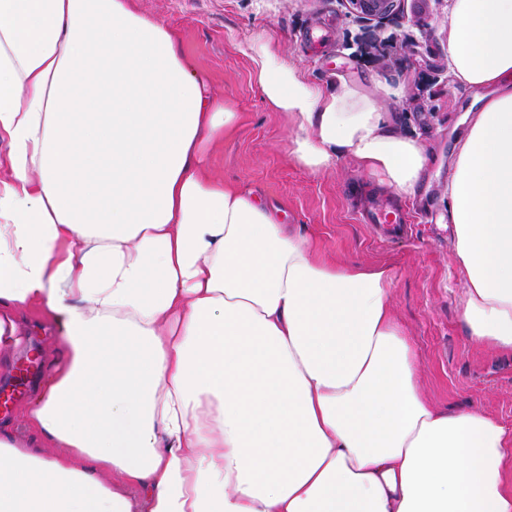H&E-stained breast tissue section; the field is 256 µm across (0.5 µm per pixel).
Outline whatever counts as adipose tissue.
Returning <instances> with one entry per match:
<instances>
[{"label": "adipose tissue", "mask_w": 512, "mask_h": 512, "mask_svg": "<svg viewBox=\"0 0 512 512\" xmlns=\"http://www.w3.org/2000/svg\"><path fill=\"white\" fill-rule=\"evenodd\" d=\"M448 68L491 89L448 179L471 342L512 349V0H451ZM311 170L404 194L424 144L261 60ZM237 115L132 0H0V350L40 308L65 359L0 436V512H512V430L416 384L387 269L330 265L207 175Z\"/></svg>", "instance_id": "obj_1"}]
</instances>
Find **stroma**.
Listing matches in <instances>:
<instances>
[{"instance_id":"35a3bbf8","label":"stroma","mask_w":512,"mask_h":512,"mask_svg":"<svg viewBox=\"0 0 512 512\" xmlns=\"http://www.w3.org/2000/svg\"><path fill=\"white\" fill-rule=\"evenodd\" d=\"M135 7L175 32L189 71L238 114L234 132L208 147L207 169L245 182L327 259L389 269L393 313L416 350L420 392L442 411L476 410L512 430V352L467 336L466 283L448 222V170L465 135L459 118L474 101L473 90L448 73V0H402L380 24L351 15L345 0H135ZM267 54L323 89L350 86L386 112L392 130L423 141L429 165L417 192L399 194L343 156L318 172L300 164L291 153L292 120L259 84ZM378 197L420 214L404 228L360 223V211ZM23 328L20 347L0 368V403L23 351L34 350L46 373L56 358L50 321L35 314Z\"/></svg>"}]
</instances>
